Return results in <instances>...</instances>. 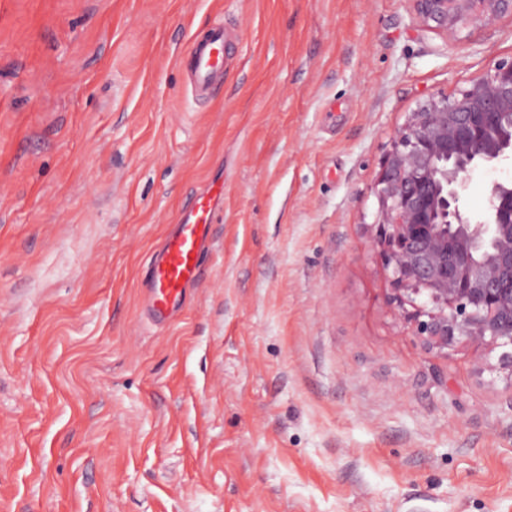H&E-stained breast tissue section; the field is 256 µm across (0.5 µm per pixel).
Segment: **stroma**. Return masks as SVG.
<instances>
[{
    "label": "stroma",
    "instance_id": "1",
    "mask_svg": "<svg viewBox=\"0 0 512 512\" xmlns=\"http://www.w3.org/2000/svg\"><path fill=\"white\" fill-rule=\"evenodd\" d=\"M510 59L511 19L447 36L408 0H0V512H512V387L425 351L371 246L408 113ZM214 179L154 325L150 254ZM224 26L214 25L202 38H194L189 55V88L192 96L206 97L224 83ZM221 198L224 182L198 193L151 258L145 279L146 312L155 324H165L180 312L187 289L198 281L200 258L209 250Z\"/></svg>",
    "mask_w": 512,
    "mask_h": 512
}]
</instances>
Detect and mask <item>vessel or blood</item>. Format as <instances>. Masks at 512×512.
Masks as SVG:
<instances>
[{"label":"vessel or blood","mask_w":512,"mask_h":512,"mask_svg":"<svg viewBox=\"0 0 512 512\" xmlns=\"http://www.w3.org/2000/svg\"><path fill=\"white\" fill-rule=\"evenodd\" d=\"M224 47L220 25L209 28L204 37L192 39L187 49L192 96H209L223 84ZM223 196L220 182L197 194L152 257L145 279L146 312L155 324H165L180 312L188 288L198 281L200 258L209 249L216 204Z\"/></svg>","instance_id":"vessel-or-blood-1"}]
</instances>
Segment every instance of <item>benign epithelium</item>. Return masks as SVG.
Masks as SVG:
<instances>
[{"label":"benign epithelium","instance_id":"1","mask_svg":"<svg viewBox=\"0 0 512 512\" xmlns=\"http://www.w3.org/2000/svg\"><path fill=\"white\" fill-rule=\"evenodd\" d=\"M419 21L446 34L512 19V0H409ZM512 159V60L452 99L430 97L409 113L375 182L373 245L394 302L408 305L422 346L485 350L480 369L512 386V182L493 183L485 213L460 199L471 172Z\"/></svg>","mask_w":512,"mask_h":512}]
</instances>
